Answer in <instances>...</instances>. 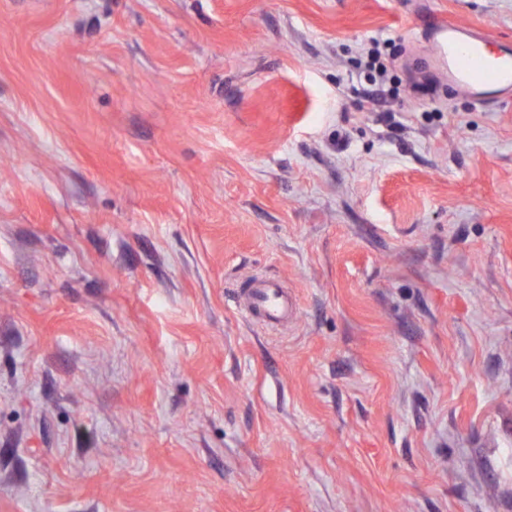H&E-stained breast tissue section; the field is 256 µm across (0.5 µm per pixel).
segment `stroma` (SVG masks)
I'll return each instance as SVG.
<instances>
[{
  "label": "stroma",
  "instance_id": "stroma-1",
  "mask_svg": "<svg viewBox=\"0 0 512 512\" xmlns=\"http://www.w3.org/2000/svg\"><path fill=\"white\" fill-rule=\"evenodd\" d=\"M433 16L512 42V0H0V512H512V100ZM438 59L448 66V77L479 102L508 98L512 91V46L491 50L483 34L461 36L458 25L433 18ZM385 55L381 49V43L378 40H372L357 62L359 81L356 78L362 91L354 87L371 105V111L375 112H380L378 107L384 102L386 94L392 91V87H389L392 76ZM255 282L244 291L246 309L252 318L274 323L291 312V303L285 297L279 283L263 281L260 287H255Z\"/></svg>",
  "mask_w": 512,
  "mask_h": 512
}]
</instances>
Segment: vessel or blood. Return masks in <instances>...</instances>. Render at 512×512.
Instances as JSON below:
<instances>
[{
	"label": "vessel or blood",
	"mask_w": 512,
	"mask_h": 512,
	"mask_svg": "<svg viewBox=\"0 0 512 512\" xmlns=\"http://www.w3.org/2000/svg\"><path fill=\"white\" fill-rule=\"evenodd\" d=\"M438 58L448 68L449 78L480 102L498 100L512 94V46L491 47L481 34H462L458 25L432 19ZM251 317L267 323L279 321L292 307L279 283L263 282L244 291Z\"/></svg>",
	"instance_id": "vessel-or-blood-1"
}]
</instances>
